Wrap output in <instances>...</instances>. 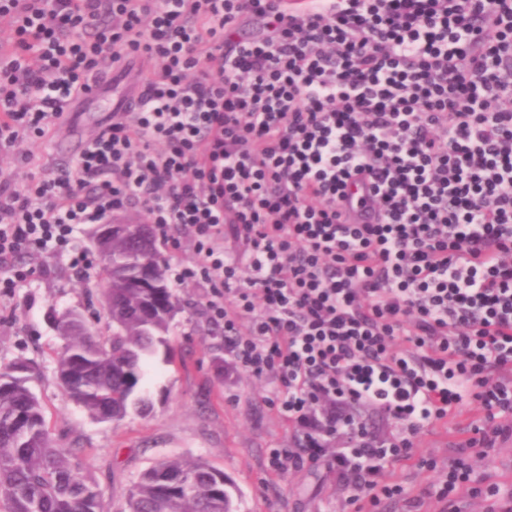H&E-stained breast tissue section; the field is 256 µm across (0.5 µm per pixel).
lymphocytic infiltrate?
Returning a JSON list of instances; mask_svg holds the SVG:
<instances>
[{
    "mask_svg": "<svg viewBox=\"0 0 512 512\" xmlns=\"http://www.w3.org/2000/svg\"><path fill=\"white\" fill-rule=\"evenodd\" d=\"M282 2L0 0V148L45 137L95 72L148 65L76 160L21 186L0 170V288L139 203L192 244L175 278L207 288L235 368L274 383L299 440L273 470L327 465L357 512H459L470 457L512 439V0ZM355 184L377 222H354ZM473 396L481 436L438 489L387 479L436 468L416 438Z\"/></svg>",
    "mask_w": 512,
    "mask_h": 512,
    "instance_id": "obj_1",
    "label": "lymphocytic infiltrate"
}]
</instances>
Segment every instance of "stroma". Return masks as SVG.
I'll list each match as a JSON object with an SVG mask.
<instances>
[{
	"label": "stroma",
	"instance_id": "35a3bbf8",
	"mask_svg": "<svg viewBox=\"0 0 512 512\" xmlns=\"http://www.w3.org/2000/svg\"><path fill=\"white\" fill-rule=\"evenodd\" d=\"M67 134L63 126L44 138H28L22 144L32 156L28 163L16 152L0 151V169L20 182L40 176L44 168L65 162L59 145ZM92 231V225L79 224L73 232V248L87 257L83 275L74 273L62 253L21 256L27 277L11 292H0V368L21 358L35 364L32 387L52 436L57 445L78 449L77 459L97 483L108 512H125L131 482L168 457L200 459L222 469L239 512H356L349 485L337 473L324 467L271 469V449L293 447L297 432L270 404V385L233 368L223 335L204 314L202 289L174 288L185 309L172 323L169 350L150 362L143 383L153 405L148 416L100 422L68 397L55 361L62 342L46 316L53 309H76L85 313L93 332L105 331ZM481 417L473 403L446 426L423 431L417 452L435 458L437 468L420 469L407 461L394 466L388 479L413 494L445 479L451 444L470 436Z\"/></svg>",
	"mask_w": 512,
	"mask_h": 512
}]
</instances>
